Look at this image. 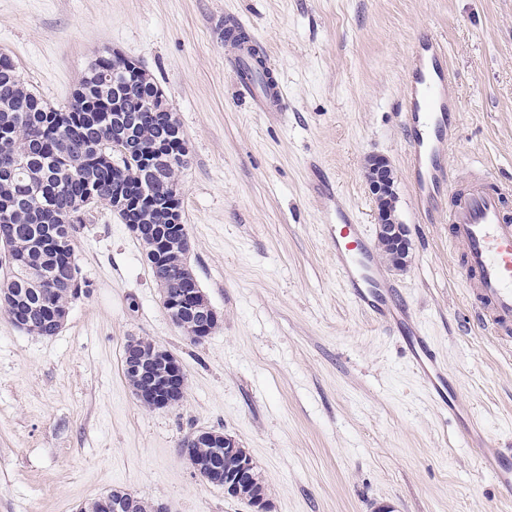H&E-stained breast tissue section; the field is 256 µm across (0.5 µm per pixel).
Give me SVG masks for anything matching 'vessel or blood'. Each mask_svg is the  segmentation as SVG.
<instances>
[{
    "label": "vessel or blood",
    "instance_id": "b4317fda",
    "mask_svg": "<svg viewBox=\"0 0 512 512\" xmlns=\"http://www.w3.org/2000/svg\"><path fill=\"white\" fill-rule=\"evenodd\" d=\"M252 46L240 42L235 59L239 86L255 109L282 112L286 103L277 79L256 84L248 73ZM456 100L448 83L447 46L434 34L420 35L413 44L404 99L408 159L415 189L434 208L448 211V239L461 244L463 258L458 274L471 286L469 304L478 327L512 346V216L506 203L512 183H487L477 179L465 187L449 186L443 163L456 122ZM336 270L352 302L375 322L395 327L403 337L416 375L429 398L449 413H458L460 402L448 382L438 355L398 300V290L374 255L364 227L343 206L338 191H322ZM475 444L489 456L494 475L512 489V453H501L483 438Z\"/></svg>",
    "mask_w": 512,
    "mask_h": 512
}]
</instances>
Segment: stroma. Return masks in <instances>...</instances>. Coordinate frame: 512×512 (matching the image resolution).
<instances>
[{"label": "stroma", "instance_id": "stroma-1", "mask_svg": "<svg viewBox=\"0 0 512 512\" xmlns=\"http://www.w3.org/2000/svg\"><path fill=\"white\" fill-rule=\"evenodd\" d=\"M270 56L286 109L255 111L232 67L227 19ZM443 35L457 101L449 171L512 180V0H0V55L48 105H67L109 52L162 90L189 150L177 173L189 264L218 327L191 342L162 307L126 224L92 204L74 239L83 292L54 336L0 311V512H78L121 487L170 512H252L180 453L200 429L246 448L271 512H512L472 429L512 449V351L471 319L447 212L427 215L408 168L402 102L411 47ZM396 173L411 261L390 278L464 409L448 415L402 340L362 313L336 271L318 179L368 232V157ZM187 376L170 408L123 376L130 338Z\"/></svg>", "mask_w": 512, "mask_h": 512}]
</instances>
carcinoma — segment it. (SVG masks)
Instances as JSON below:
<instances>
[{"mask_svg": "<svg viewBox=\"0 0 512 512\" xmlns=\"http://www.w3.org/2000/svg\"><path fill=\"white\" fill-rule=\"evenodd\" d=\"M81 82L67 106L52 108L27 87L9 57H0V247L9 266L0 309L38 336L57 335L62 323L48 309H66L82 292L74 249L65 242L84 223L79 213L92 200L112 204V183L123 179L132 196L151 199L140 217L147 229L140 245L152 262L155 238L167 232L160 212L170 208L155 170L175 179L182 164L160 158L176 159L186 150L167 139L160 114L141 111L152 90L129 79L112 57L99 56ZM114 83L126 108L140 112L133 139L149 149L131 160L113 152L112 120L101 116L109 111L105 102L112 101ZM184 250L166 258L162 283L171 296L182 288ZM242 493L250 499L267 493L257 469Z\"/></svg>", "mask_w": 512, "mask_h": 512, "instance_id": "cac0c4a2", "label": "carcinoma"}]
</instances>
